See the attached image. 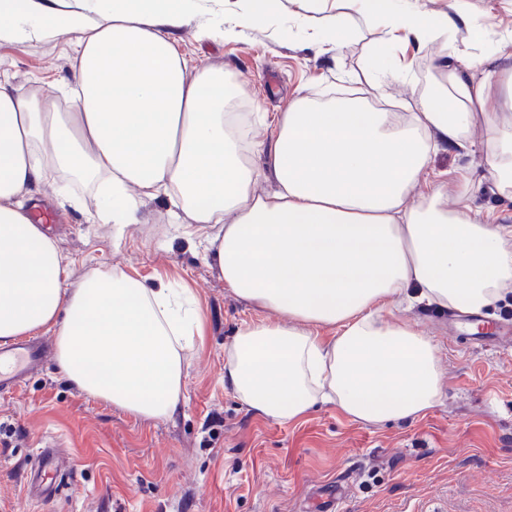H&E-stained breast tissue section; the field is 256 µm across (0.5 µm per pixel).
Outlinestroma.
<instances>
[{
	"label": "stroma",
	"instance_id": "35a3bbf8",
	"mask_svg": "<svg viewBox=\"0 0 512 512\" xmlns=\"http://www.w3.org/2000/svg\"><path fill=\"white\" fill-rule=\"evenodd\" d=\"M470 22L488 38L512 32V0H464ZM236 0H204L174 31L180 54L220 67L237 111H285L297 92L320 100L345 92L408 111L439 78L441 47L395 48L411 60L378 90L368 76L377 33L363 31L340 51L319 53L309 13L291 5L268 26L232 41L200 38L201 28L230 17ZM293 33L282 37L279 30ZM70 36L27 22L21 36L0 40V82L54 94L72 79ZM493 114L476 115L469 151L441 149L424 180L467 177L470 205L512 224V199L493 177L488 130ZM79 206H59L51 188L33 192L38 212L69 262L71 280L116 268L146 282L192 288L205 318L203 346L185 351L183 392L167 420L145 421L80 391L49 359L12 393L0 395V512H322L344 485L347 512H512V343L488 351L475 343L468 315L436 307L410 314L441 348L445 374L438 405L406 422L369 425L319 404L298 422L281 424L250 411L224 385V346L265 311L237 300L205 243L188 244L185 228L163 199L145 201L143 221L116 234L90 221L95 187L76 182ZM56 439L70 463L60 494L41 501L27 479L42 442Z\"/></svg>",
	"mask_w": 512,
	"mask_h": 512
}]
</instances>
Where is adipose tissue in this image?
<instances>
[{"mask_svg": "<svg viewBox=\"0 0 512 512\" xmlns=\"http://www.w3.org/2000/svg\"><path fill=\"white\" fill-rule=\"evenodd\" d=\"M318 43L339 49L356 20L400 38L441 42L442 82L404 114L364 101L319 103L297 94L273 115L270 139L247 143L248 116L224 109L223 70L190 65L171 29L197 0H103L89 24L60 0H0V16L37 18L73 36L65 101L0 84V342L39 332L81 391L146 421L170 418L183 352L203 339L190 289L95 270L68 282L56 240L24 203L57 176L93 178L95 219L140 221L167 197L173 218L208 231L206 257L238 299L274 311L241 325L224 350V384L255 413L300 420L317 403L380 425L414 419L440 400L439 345L410 318H383L389 301L477 312L512 293V224L467 198L448 206L438 181L407 203L430 153L468 149L476 113H494L500 190L512 189V37L482 55L465 17L402 0H334ZM281 0H245L238 24L201 30L239 37L265 25ZM267 154L274 192L256 189L251 155Z\"/></svg>", "mask_w": 512, "mask_h": 512, "instance_id": "ef3b65f1", "label": "adipose tissue"}]
</instances>
